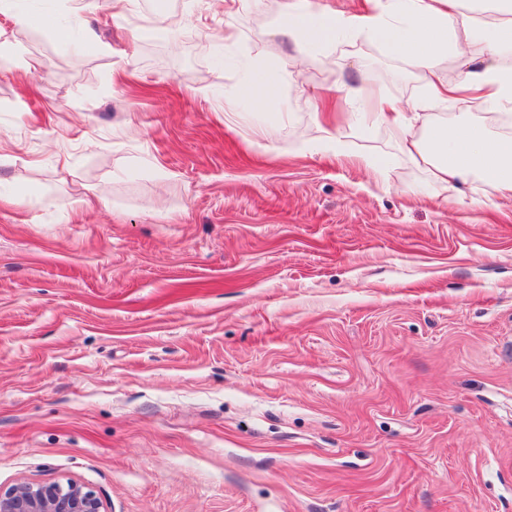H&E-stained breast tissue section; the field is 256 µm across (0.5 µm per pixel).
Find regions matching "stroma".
<instances>
[{
  "label": "stroma",
  "instance_id": "35a3bbf8",
  "mask_svg": "<svg viewBox=\"0 0 512 512\" xmlns=\"http://www.w3.org/2000/svg\"><path fill=\"white\" fill-rule=\"evenodd\" d=\"M156 5L0 13V194L23 200L0 203V488L74 480L107 512H512V204L476 205L477 181L446 197L379 124L295 150L312 95L384 71L387 95L422 94L384 42L306 58L271 34L279 0H166L172 30ZM256 65L274 104L225 127Z\"/></svg>",
  "mask_w": 512,
  "mask_h": 512
}]
</instances>
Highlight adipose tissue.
Listing matches in <instances>:
<instances>
[{
	"label": "adipose tissue",
	"mask_w": 512,
	"mask_h": 512,
	"mask_svg": "<svg viewBox=\"0 0 512 512\" xmlns=\"http://www.w3.org/2000/svg\"><path fill=\"white\" fill-rule=\"evenodd\" d=\"M280 17L274 36L290 39L302 52L342 39L375 38L419 69L425 90L408 103L375 89L364 99L346 93L344 123L352 135L382 123L403 157L425 168L433 184L455 193L477 179L488 187L483 205L512 200V69L500 61L512 48V0H365L360 11L282 0ZM476 35L483 42L478 57L462 47ZM450 58L459 75L445 81L439 72ZM456 100L490 109L488 123L464 112L441 121L437 108ZM490 123L501 125V133L490 135Z\"/></svg>",
	"instance_id": "obj_1"
}]
</instances>
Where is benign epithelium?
Listing matches in <instances>:
<instances>
[{"mask_svg":"<svg viewBox=\"0 0 512 512\" xmlns=\"http://www.w3.org/2000/svg\"><path fill=\"white\" fill-rule=\"evenodd\" d=\"M0 512H106V507L101 496L74 481H23L0 489Z\"/></svg>","mask_w":512,"mask_h":512,"instance_id":"7a95c632","label":"benign epithelium"}]
</instances>
